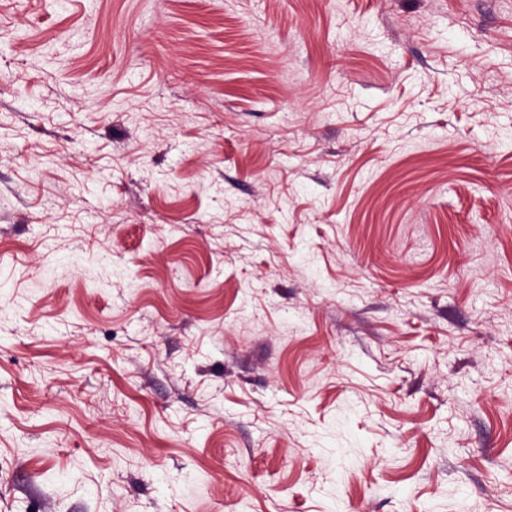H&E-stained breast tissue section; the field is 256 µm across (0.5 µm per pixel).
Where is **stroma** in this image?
<instances>
[{
  "mask_svg": "<svg viewBox=\"0 0 512 512\" xmlns=\"http://www.w3.org/2000/svg\"><path fill=\"white\" fill-rule=\"evenodd\" d=\"M0 512H512V0H0Z\"/></svg>",
  "mask_w": 512,
  "mask_h": 512,
  "instance_id": "1",
  "label": "stroma"
}]
</instances>
